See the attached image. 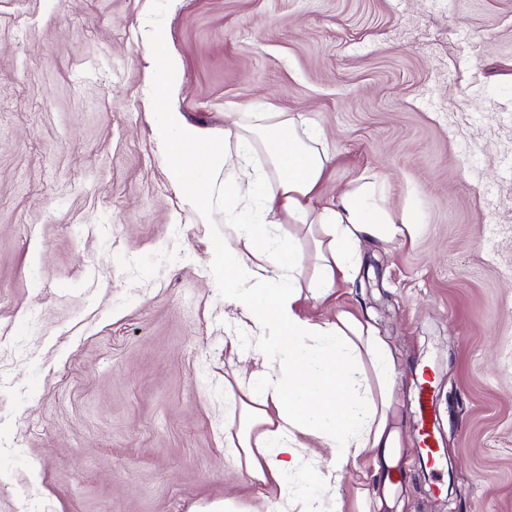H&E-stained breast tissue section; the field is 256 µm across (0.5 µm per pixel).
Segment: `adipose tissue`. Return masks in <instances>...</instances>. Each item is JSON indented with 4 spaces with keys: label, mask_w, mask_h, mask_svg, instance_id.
<instances>
[{
    "label": "adipose tissue",
    "mask_w": 512,
    "mask_h": 512,
    "mask_svg": "<svg viewBox=\"0 0 512 512\" xmlns=\"http://www.w3.org/2000/svg\"><path fill=\"white\" fill-rule=\"evenodd\" d=\"M165 46L160 32L146 45L159 100L179 82L180 65ZM153 128L195 221L209 222L220 191L225 223L239 226L236 241L213 251L210 266L255 339L247 430L238 440L248 466L285 499L292 483L310 481L315 464H325L327 487H338L347 466L396 445L395 356L369 323L346 312L312 317L305 301H326L351 282L362 241L392 238L396 216L378 205L369 181L317 203L333 156L318 129L288 113H240L217 139L163 107L153 114ZM284 224L306 227L312 252L279 236ZM308 260L314 273L305 282ZM323 448L331 454L326 463Z\"/></svg>",
    "instance_id": "ef3b65f1"
}]
</instances>
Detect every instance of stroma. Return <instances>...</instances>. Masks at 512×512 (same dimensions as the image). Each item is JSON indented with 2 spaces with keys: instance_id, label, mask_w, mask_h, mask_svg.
<instances>
[{
  "instance_id": "obj_1",
  "label": "stroma",
  "mask_w": 512,
  "mask_h": 512,
  "mask_svg": "<svg viewBox=\"0 0 512 512\" xmlns=\"http://www.w3.org/2000/svg\"><path fill=\"white\" fill-rule=\"evenodd\" d=\"M173 106L220 134L301 116L414 233L363 241L314 316L367 320L396 357L398 446L313 512H512V0H0V512H281L227 449L252 366L144 101L148 36ZM241 349L230 354L229 339ZM454 487L434 500L415 429L421 366Z\"/></svg>"
}]
</instances>
